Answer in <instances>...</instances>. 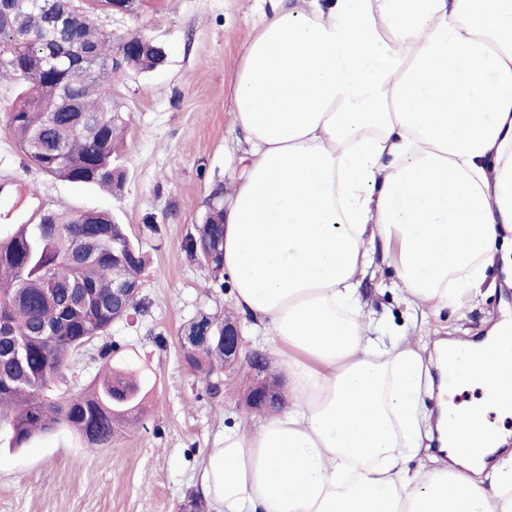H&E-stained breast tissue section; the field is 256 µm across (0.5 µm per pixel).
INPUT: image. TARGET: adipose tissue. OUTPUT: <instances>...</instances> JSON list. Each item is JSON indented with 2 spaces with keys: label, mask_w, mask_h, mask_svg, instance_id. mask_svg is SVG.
I'll return each mask as SVG.
<instances>
[{
  "label": "adipose tissue",
  "mask_w": 512,
  "mask_h": 512,
  "mask_svg": "<svg viewBox=\"0 0 512 512\" xmlns=\"http://www.w3.org/2000/svg\"><path fill=\"white\" fill-rule=\"evenodd\" d=\"M224 273L267 330L288 406L228 428L202 463L217 512H512V461L480 475L512 415V334L449 347L446 459L420 452L423 361L373 335L376 254L415 307L481 287L512 240V0H269L237 63Z\"/></svg>",
  "instance_id": "obj_1"
}]
</instances>
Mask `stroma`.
Segmentation results:
<instances>
[{
	"mask_svg": "<svg viewBox=\"0 0 512 512\" xmlns=\"http://www.w3.org/2000/svg\"><path fill=\"white\" fill-rule=\"evenodd\" d=\"M267 0H150L137 20L101 16L112 32H141L167 49L164 68L116 73L112 96L127 134L121 152L125 185L112 195L43 175L0 129V231L60 204L107 209L149 257L143 274L145 308L113 324L117 358L144 368L152 389L141 425L112 447L87 448L61 431L13 449L0 431V512H177L189 491H200L209 449L228 425L256 428L262 415L240 404L246 370L224 377L214 398L184 365L179 336L199 312L232 307L203 264L182 249L200 223L215 181H229L240 148L228 129L231 85L241 50ZM373 326L389 324L425 344L429 382L425 403L435 410L440 344L474 342L512 318V259L496 257L485 286L460 305L433 313L410 309L378 261L362 285ZM99 342L77 354L59 388H87L103 368Z\"/></svg>",
	"mask_w": 512,
	"mask_h": 512,
	"instance_id": "35a3bbf8",
	"label": "stroma"
}]
</instances>
